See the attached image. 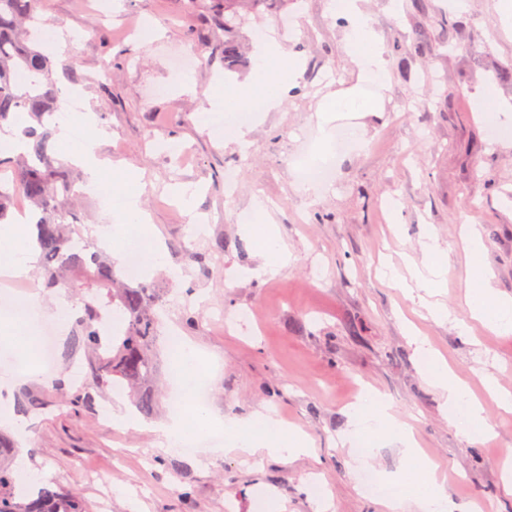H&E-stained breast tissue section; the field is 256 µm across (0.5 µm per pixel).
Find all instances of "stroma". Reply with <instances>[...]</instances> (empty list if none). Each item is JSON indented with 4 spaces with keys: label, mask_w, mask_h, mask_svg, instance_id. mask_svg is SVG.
Returning a JSON list of instances; mask_svg holds the SVG:
<instances>
[{
    "label": "stroma",
    "mask_w": 512,
    "mask_h": 512,
    "mask_svg": "<svg viewBox=\"0 0 512 512\" xmlns=\"http://www.w3.org/2000/svg\"><path fill=\"white\" fill-rule=\"evenodd\" d=\"M498 0H363L388 63L379 112H342L331 129L353 145L334 153L318 114L327 97L358 83L346 26L330 0H288L238 28L239 57L225 68L223 33L193 36L211 0H43L60 43L51 49L60 90L75 89L109 132L101 157L145 174L142 206L165 263L147 272L159 288L161 330L198 345L208 362L209 406L221 419L271 409L302 429L314 452L295 459L214 455L205 462L156 449L150 424L166 420L162 398L142 428L116 429L104 400L28 415L29 455L53 489L78 487L86 512H315L312 482L326 487L327 512H382L363 472L414 478L416 459L382 443L356 470L339 438L357 390L371 389L440 466L449 499L476 512H512L500 463L512 456V412L484 396L489 375L512 391V335L473 325L475 288L460 241L478 225L499 292L512 296V125L491 126L479 106L493 93L512 104V24ZM81 42H73L77 32ZM272 31L302 63L297 85L271 112L252 115L246 144L209 129L207 88L252 73L259 34ZM468 45L459 54L456 44ZM112 75H98L100 65ZM334 154L335 177L317 195L298 192L297 166ZM190 183L197 226L170 194ZM263 199L287 265L257 277L261 259L238 217ZM436 233L448 265L439 300L451 317L434 321L419 296L382 276L425 257ZM417 326L480 395L489 436H463L438 388L416 361Z\"/></svg>",
    "instance_id": "obj_1"
}]
</instances>
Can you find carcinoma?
Segmentation results:
<instances>
[{"label":"carcinoma","mask_w":512,"mask_h":512,"mask_svg":"<svg viewBox=\"0 0 512 512\" xmlns=\"http://www.w3.org/2000/svg\"><path fill=\"white\" fill-rule=\"evenodd\" d=\"M43 0H0V124L27 115L31 126L24 135L32 140L29 154L0 152V173H12V192L0 191V223L12 214L13 200L21 197L35 217L36 244L43 276L50 288H77L82 314L77 319L85 348L86 386L70 392L55 384L50 401L30 392L19 402L24 412L89 405L92 393L107 394L116 382H126L140 412L150 414L156 394L148 387L155 371L153 349L159 336L154 307L159 294L148 283L135 287L124 283L112 259L92 242H79L81 234L71 202L75 194L63 191L76 182L56 159L52 138L60 111L59 90L52 78V61L30 38L26 25L40 23ZM240 0H224L211 6L204 31L229 33L244 21ZM14 443L0 434V512H83L76 490L23 493L15 484L12 459Z\"/></svg>","instance_id":"cac0c4a2"}]
</instances>
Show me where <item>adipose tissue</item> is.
<instances>
[{"instance_id":"adipose-tissue-1","label":"adipose tissue","mask_w":512,"mask_h":512,"mask_svg":"<svg viewBox=\"0 0 512 512\" xmlns=\"http://www.w3.org/2000/svg\"><path fill=\"white\" fill-rule=\"evenodd\" d=\"M331 6L337 17L350 21L352 25L355 40L360 47V84L325 101L319 114L325 125L334 120L336 113L344 110L380 111V91L387 77L386 62L379 42L371 30L368 17L359 9L356 0H331ZM253 55L256 67L251 75L241 81L225 82L223 95L208 96L210 108H219L226 97L254 106L260 112L279 107L283 95L292 85L299 64L272 35L255 41ZM76 122L84 128L85 138L81 150L70 154L69 159L83 168L90 186L115 202L117 211L114 223L98 225L96 235L99 248L112 255L113 259L120 260L127 252L137 249L139 238L153 234L150 218L141 206L139 194L133 190L134 185L140 184L142 175L135 169L119 163L110 165L99 158L97 147L105 132L98 128L93 113L79 114ZM265 213V203L257 199L250 210L241 215L240 221L259 227L260 235L256 245L263 262L256 273L272 277L286 263L287 257L277 243L274 229L266 226ZM462 239L479 281V290L471 296L469 302L471 319L493 332L511 333L512 297L501 296L494 287V274L482 259L483 244L477 225H465ZM2 241L9 242L10 247L0 256V267L10 276H27L36 260L35 230L32 225L21 221L1 224ZM75 312L73 303L66 298H48L40 290L27 294L18 308L11 311L8 319L14 323L16 330L7 341L8 357L0 360V396L11 395L17 385L41 378V371L33 356V340L26 333L25 316H50L59 330L64 332L68 330ZM411 341L417 359L440 390L450 415L460 416L459 431L473 438L486 435L488 428L484 410L470 388L434 352L427 337L419 330H412ZM173 364L182 376V412L168 421L153 425L156 444L161 449L172 447L187 429L198 440H206L212 428L220 423L211 408L199 402L193 393L195 382L203 376L200 352L191 344H181ZM223 426L227 434L223 451L227 454L291 459L310 454L312 450L308 437L301 430L288 426L267 411L256 412L247 421H231ZM350 427L347 443L368 445L380 438H394L403 444L407 454L416 452L409 428L396 418L390 405L376 393H369L367 398L352 406ZM421 469L426 475L421 490L410 495L400 492L388 496L384 501L388 512H453L454 505L448 499L444 483L434 476L435 463L429 458H422Z\"/></svg>"}]
</instances>
